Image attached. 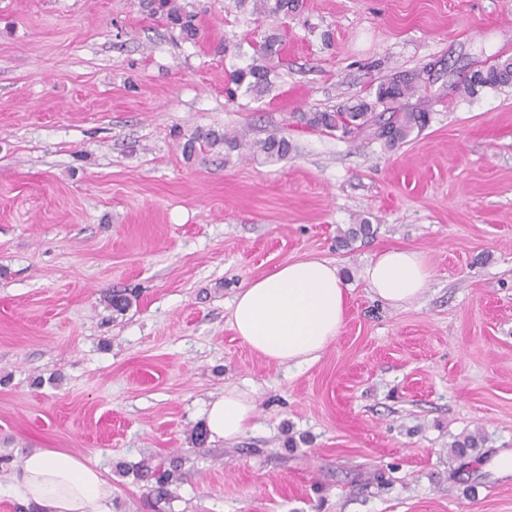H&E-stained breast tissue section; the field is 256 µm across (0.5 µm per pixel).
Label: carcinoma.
Returning a JSON list of instances; mask_svg holds the SVG:
<instances>
[{"label":"carcinoma","mask_w":512,"mask_h":512,"mask_svg":"<svg viewBox=\"0 0 512 512\" xmlns=\"http://www.w3.org/2000/svg\"><path fill=\"white\" fill-rule=\"evenodd\" d=\"M253 2V12L259 14H288L299 7V0H235V6L244 9L248 2ZM154 13L161 15L173 27L180 30L185 40H193L197 36V28L192 16L187 14L185 7L178 0H154ZM280 41L278 37L269 35L258 44L256 56L260 60H268L279 55ZM229 81L232 87L227 89L229 99H234L241 87L252 90L270 87L269 71L257 62L233 71ZM425 78L422 70L398 72L381 82L375 91L372 101L361 100L351 106L333 110L303 112L299 121L314 131L332 133L342 131L344 134H355L364 137L369 143H378L385 148H394L406 141L414 132L422 131L430 121V111L422 96ZM512 86V58L500 59L478 69V75L464 81L460 91L473 96L482 89H495ZM223 145L228 150L239 149L246 144L244 135L239 132H194L183 145L186 155L192 156L198 151L212 149ZM250 150L260 155L267 162L282 160L292 151V144L285 136L271 134L263 140L250 144ZM375 230L368 222L352 224L341 235L337 242L347 247L358 239L373 236ZM481 437L469 434L456 440L452 448L459 455L479 447ZM180 465L172 461L169 467L143 462L139 473L151 480L150 498L156 504H169L176 498L175 488L180 479Z\"/></svg>","instance_id":"carcinoma-1"}]
</instances>
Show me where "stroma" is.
I'll return each mask as SVG.
<instances>
[{"label": "stroma", "instance_id": "35a3bbf8", "mask_svg": "<svg viewBox=\"0 0 512 512\" xmlns=\"http://www.w3.org/2000/svg\"><path fill=\"white\" fill-rule=\"evenodd\" d=\"M179 2L196 40L150 0H0V455L97 463L112 512H512V87L458 90L512 58V0ZM270 34L271 90L228 99ZM430 62L431 120L395 148L294 119ZM198 128L293 149L185 156ZM364 218L375 235L337 247ZM390 247L430 272L400 308L362 278ZM307 256L336 265L346 319L288 368L236 336L230 305ZM227 388L250 428L198 443ZM470 433L482 447L455 458ZM171 457L177 497L151 508L135 468ZM253 12L259 14L288 15L299 7V0H253ZM249 147L253 156L260 155L266 162L282 160L292 151V144L288 138L277 134H271L263 140L251 143Z\"/></svg>", "mask_w": 512, "mask_h": 512}]
</instances>
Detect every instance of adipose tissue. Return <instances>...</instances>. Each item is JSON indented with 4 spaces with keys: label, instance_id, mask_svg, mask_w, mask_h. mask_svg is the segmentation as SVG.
<instances>
[{
    "label": "adipose tissue",
    "instance_id": "obj_1",
    "mask_svg": "<svg viewBox=\"0 0 512 512\" xmlns=\"http://www.w3.org/2000/svg\"><path fill=\"white\" fill-rule=\"evenodd\" d=\"M429 271L420 254L407 248L379 253L364 269L373 294L394 307L420 298ZM347 288L329 260L306 257L250 281L235 296L231 327L256 354L280 365L302 367L316 361L336 339L346 318ZM255 416L251 399L235 389L203 409L210 440L241 436ZM27 512H112V487L99 470L59 451L21 457L0 495Z\"/></svg>",
    "mask_w": 512,
    "mask_h": 512
}]
</instances>
